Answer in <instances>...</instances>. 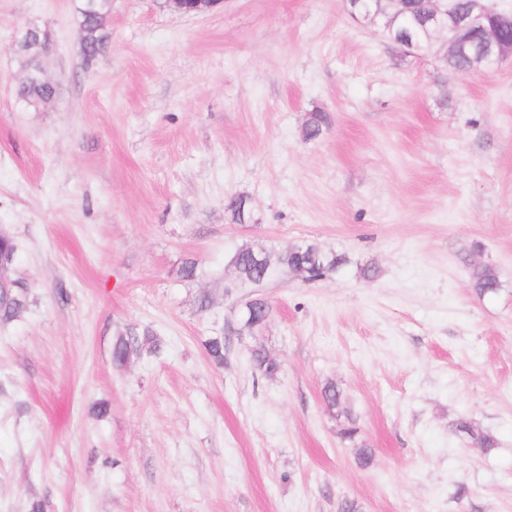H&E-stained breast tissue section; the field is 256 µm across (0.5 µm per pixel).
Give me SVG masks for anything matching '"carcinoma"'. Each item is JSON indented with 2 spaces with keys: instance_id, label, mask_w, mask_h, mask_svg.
Instances as JSON below:
<instances>
[{
  "instance_id": "carcinoma-1",
  "label": "carcinoma",
  "mask_w": 512,
  "mask_h": 512,
  "mask_svg": "<svg viewBox=\"0 0 512 512\" xmlns=\"http://www.w3.org/2000/svg\"><path fill=\"white\" fill-rule=\"evenodd\" d=\"M89 2L96 4V8L89 14L80 15V20L86 23L91 51L101 56L106 52L112 38L108 6L105 0H81L83 5ZM381 11L383 20L387 23L383 33L389 40L398 43L403 34L409 33L413 36L417 52L428 51L432 29L426 26L425 22L431 12V0H405L401 4L383 3ZM326 126L327 116L322 111L310 113L302 128L303 139L310 141L319 138ZM15 257L16 244L13 238L0 240V274L4 277V282L0 283V323L15 320L28 307L25 285L10 276ZM231 264L239 278L244 281L262 282L270 275L274 265L284 266L289 271L299 273L304 279L312 281L337 271L346 264V259L338 254L327 253L315 244L291 247L280 255H272L257 247L246 245L235 251ZM471 280L473 288L480 295L493 294L499 288L497 275L490 265L473 268ZM268 316V305L262 301H255L248 307L246 323L256 327L263 324ZM161 348V341L155 336H146L141 342L119 336L113 341L112 361L119 367L144 351L156 355L160 353ZM251 359L255 368L266 374H271L277 369L276 364L259 347L252 349ZM457 429L477 440L486 450L497 445L493 435L480 430L470 420H460Z\"/></svg>"
}]
</instances>
